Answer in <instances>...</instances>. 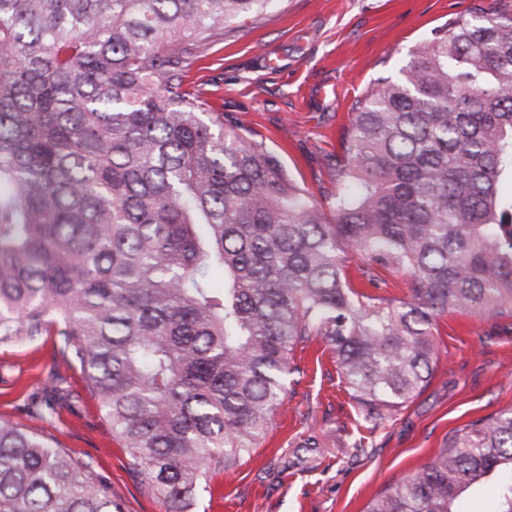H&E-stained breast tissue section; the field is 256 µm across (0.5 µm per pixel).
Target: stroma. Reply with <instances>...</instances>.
Masks as SVG:
<instances>
[{"label": "stroma", "mask_w": 512, "mask_h": 512, "mask_svg": "<svg viewBox=\"0 0 512 512\" xmlns=\"http://www.w3.org/2000/svg\"><path fill=\"white\" fill-rule=\"evenodd\" d=\"M472 0H271L255 21L233 24L189 73L225 126L278 157L321 205L334 198L336 162L356 99L409 53L465 13ZM427 388L365 434L325 344L301 345L303 373L269 430L231 473L213 478L194 512H363L397 478L423 466L446 437L512 408V319L462 313L437 318ZM53 336L0 348V418L50 438L107 478L124 512H164L126 466L102 402L84 395L78 366L54 363ZM62 377L80 393L54 421L25 408Z\"/></svg>", "instance_id": "stroma-1"}]
</instances>
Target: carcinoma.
I'll return each instance as SVG.
<instances>
[{"label":"carcinoma","instance_id":"carcinoma-1","mask_svg":"<svg viewBox=\"0 0 512 512\" xmlns=\"http://www.w3.org/2000/svg\"><path fill=\"white\" fill-rule=\"evenodd\" d=\"M271 0H0V347L53 332L128 470L189 512L256 447L321 340L364 427L433 374L443 313L512 316V11L477 4L351 108L329 209L187 83ZM410 273L356 289L342 254ZM59 383L28 409L60 414ZM512 512V409L455 432L365 512ZM0 512H124L0 421ZM378 288H367L373 295H383L394 298H405L408 294V274L403 270L374 268Z\"/></svg>","mask_w":512,"mask_h":512}]
</instances>
